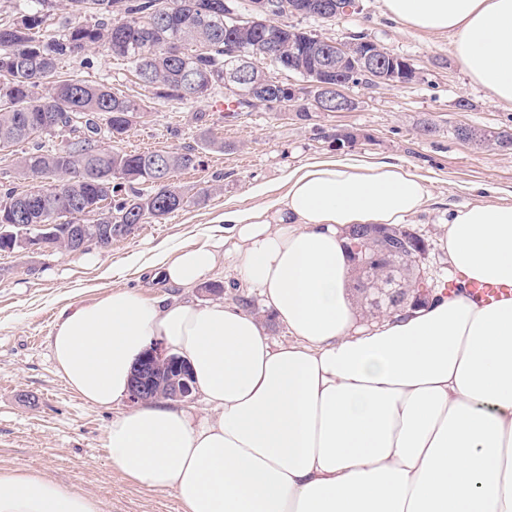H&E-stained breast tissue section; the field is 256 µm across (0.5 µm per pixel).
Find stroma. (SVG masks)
Masks as SVG:
<instances>
[{
  "instance_id": "obj_1",
  "label": "stroma",
  "mask_w": 512,
  "mask_h": 512,
  "mask_svg": "<svg viewBox=\"0 0 512 512\" xmlns=\"http://www.w3.org/2000/svg\"><path fill=\"white\" fill-rule=\"evenodd\" d=\"M356 12L326 21L286 13L281 23L330 41L363 37L409 59L418 77L407 85L349 86L356 106L348 112H276L257 106L225 116L213 99L195 103L152 102L114 150L126 153L199 148L202 165L175 172L173 182L212 186L210 197L165 220H146L131 235L107 249L75 255L0 252V468H22L99 499L103 512H181L173 493L148 490L127 479L105 446L113 410L87 404L57 374L50 338L61 312L113 290L136 289L147 298L213 303L201 289L152 287L144 262L156 254L205 244L225 207H253L266 197L251 189L264 185L268 197L286 190L290 171L306 163L352 156L363 161L391 159L409 165L432 190L426 211L406 222L426 244L418 266L435 283L453 287L458 276L438 247L448 211L463 203H512V151H486L459 138L457 128L512 129V110L503 108L472 84L456 63L448 37L416 31L382 15L379 0H358ZM92 65L63 64L64 72L104 81L114 92L148 99L150 90L127 61L97 50ZM432 134H422L424 125ZM360 133L351 147L336 146V131ZM222 301L246 306L267 326L274 341H288L261 297L231 269L215 274Z\"/></svg>"
}]
</instances>
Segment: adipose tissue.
<instances>
[{"label": "adipose tissue", "instance_id": "ef3b65f1", "mask_svg": "<svg viewBox=\"0 0 512 512\" xmlns=\"http://www.w3.org/2000/svg\"><path fill=\"white\" fill-rule=\"evenodd\" d=\"M390 20L451 39L470 81L512 109V0H380ZM285 193L228 209L224 235L153 265L204 284L230 262L290 339L274 343L238 305L101 295L65 313L50 341L59 376L88 404L128 396L160 340L191 365L209 416L158 400L117 414L105 443L129 480L182 512H512V204L448 213L439 239L454 290L356 325L344 247L356 224L395 225L431 195L409 167L328 159ZM509 287L496 301L471 282ZM0 512H101L46 475L0 469Z\"/></svg>", "mask_w": 512, "mask_h": 512}]
</instances>
